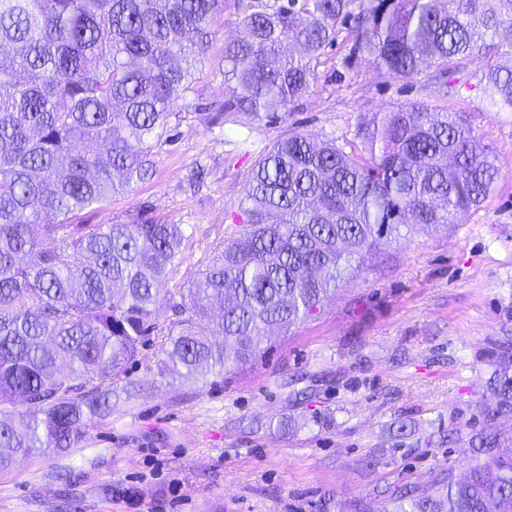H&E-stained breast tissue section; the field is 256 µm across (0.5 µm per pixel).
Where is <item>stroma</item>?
<instances>
[{
  "instance_id": "1",
  "label": "stroma",
  "mask_w": 512,
  "mask_h": 512,
  "mask_svg": "<svg viewBox=\"0 0 512 512\" xmlns=\"http://www.w3.org/2000/svg\"><path fill=\"white\" fill-rule=\"evenodd\" d=\"M236 0L196 63L190 88L154 141V170L125 194L84 210L86 224L140 207L182 225L185 288L220 242L245 229L246 176L284 134L344 145L360 115L414 103L460 112L497 156L495 186L459 223L402 228L359 259L318 311L273 328L262 353L238 369L161 376L147 345L112 410L66 450L33 451L0 470V512H351L396 484L430 485L453 468L494 456L481 432L512 444V422L493 416L497 352L512 342V108L484 93L483 57H471L448 92L423 88L367 61L320 67L286 120L243 128L224 114V44L240 36Z\"/></svg>"
}]
</instances>
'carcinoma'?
<instances>
[{"mask_svg": "<svg viewBox=\"0 0 512 512\" xmlns=\"http://www.w3.org/2000/svg\"><path fill=\"white\" fill-rule=\"evenodd\" d=\"M244 36L224 45V113L247 127L297 108L326 49L342 64L443 87L473 55L484 92L512 107V0H238ZM223 0H0V469L69 448L110 408L140 348L161 374L231 372L273 326L315 313L356 255L411 225L455 224L498 169L458 112L423 104L360 116L350 150L288 132L250 170L245 231L218 244L185 290L167 288L185 235L142 207L76 224L148 177ZM169 296L172 316L156 311ZM224 337L216 344L212 337ZM512 415V353L499 357ZM26 407L21 421L10 416ZM501 474L379 492L393 512H512V447L478 436Z\"/></svg>", "mask_w": 512, "mask_h": 512, "instance_id": "carcinoma-1", "label": "carcinoma"}]
</instances>
